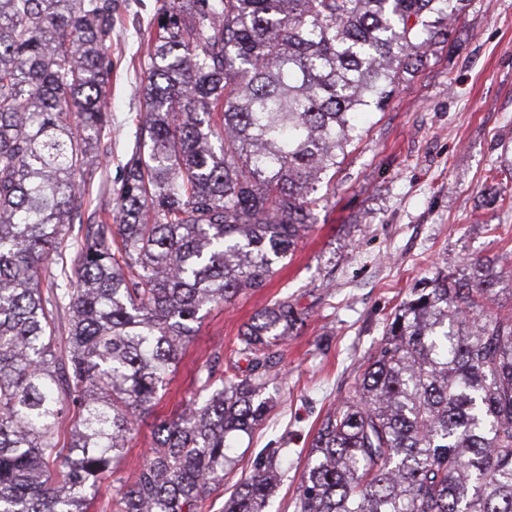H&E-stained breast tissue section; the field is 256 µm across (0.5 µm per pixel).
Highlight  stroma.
Segmentation results:
<instances>
[{
	"mask_svg": "<svg viewBox=\"0 0 512 512\" xmlns=\"http://www.w3.org/2000/svg\"><path fill=\"white\" fill-rule=\"evenodd\" d=\"M162 0H117L113 13L108 110L112 152L87 189L90 204L67 237L83 239L96 216L112 211L123 165L143 118L147 47ZM361 137L337 168L317 222L265 288L238 295L207 313L153 414L141 418L115 473L91 512H112V497L130 483L153 444V422L189 397L209 356L231 355L241 326L263 306L289 298L306 318L282 348L279 375L266 390L271 407L238 439L220 489L201 512H222L236 482L261 449H282L284 479L272 499L294 512L307 452L326 413L353 392L362 358L381 339L383 323L409 288L437 274H456L481 258L512 269V178L489 204L486 177L504 146L512 147V0H467L450 42L406 75L382 112L359 120Z\"/></svg>",
	"mask_w": 512,
	"mask_h": 512,
	"instance_id": "obj_1",
	"label": "stroma"
}]
</instances>
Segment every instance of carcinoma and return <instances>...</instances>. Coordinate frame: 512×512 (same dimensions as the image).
Here are the masks:
<instances>
[{
  "label": "carcinoma",
  "mask_w": 512,
  "mask_h": 512,
  "mask_svg": "<svg viewBox=\"0 0 512 512\" xmlns=\"http://www.w3.org/2000/svg\"><path fill=\"white\" fill-rule=\"evenodd\" d=\"M114 2L0 0V512H90L202 311L267 285L361 137L355 116L385 108L464 6L163 0L115 223L71 245L111 133ZM71 247L75 287L43 292L45 262ZM504 277L477 259L410 289L314 435L295 512H512V311L493 308ZM302 324L282 298L241 329L246 369L210 356L113 512H200L231 438L266 416L262 393ZM280 457L262 449L224 512H269Z\"/></svg>",
  "instance_id": "carcinoma-1"
}]
</instances>
